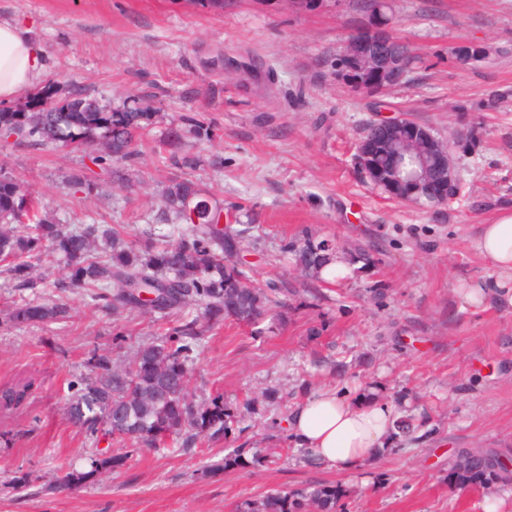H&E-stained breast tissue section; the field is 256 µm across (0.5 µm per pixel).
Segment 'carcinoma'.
I'll list each match as a JSON object with an SVG mask.
<instances>
[{
  "instance_id": "1",
  "label": "carcinoma",
  "mask_w": 512,
  "mask_h": 512,
  "mask_svg": "<svg viewBox=\"0 0 512 512\" xmlns=\"http://www.w3.org/2000/svg\"><path fill=\"white\" fill-rule=\"evenodd\" d=\"M54 92L46 84L30 96L23 109H0V140L54 143L65 148L86 150L92 164L116 175L112 163L135 160L140 155L144 112H108L81 91L43 106ZM186 130L180 125L167 135L168 166L182 171L196 164V158L179 151ZM453 150L464 155L477 153L478 132L469 127L450 141ZM421 152L403 153L402 176L411 179L421 169ZM161 216L173 225L172 232L160 234L138 249L117 243L119 231L105 224H62L39 212L37 202L14 179L0 174V273L16 282L33 297L7 310L3 322L15 327L39 325L65 317L64 303H47L41 295L61 296L81 290L93 301H106L114 311L147 309L167 325L165 339L140 346L126 361L113 363L94 354L91 366L96 379L85 384L69 404L70 417L90 434L104 430L123 447L154 448L162 439L188 429L189 447L196 441L227 437L236 416L221 395L196 403L187 396L189 363L196 343L213 326L230 319L256 326L285 306L276 289L267 291L250 284L245 266L235 259L249 227L236 228V214L224 216V207L203 196L187 180L172 179L160 198ZM229 225L218 227L221 218ZM60 256L65 277L46 280L35 275L31 259L46 249ZM289 251L297 257V270L304 276L320 275L336 259L333 241L292 243ZM143 291L154 292L150 301ZM201 313L194 314L195 309ZM31 384L17 382L0 387V408L9 410L29 397ZM121 454L92 460L89 472L71 471L59 482L69 490L95 472L122 464ZM450 478L458 486L488 490L498 483L511 484L512 472L498 453L471 449L460 452L451 462ZM339 489L316 484L301 491L277 489L260 501L248 502L243 512H337Z\"/></svg>"
}]
</instances>
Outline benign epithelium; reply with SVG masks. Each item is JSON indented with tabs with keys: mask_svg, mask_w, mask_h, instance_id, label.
Here are the masks:
<instances>
[{
	"mask_svg": "<svg viewBox=\"0 0 512 512\" xmlns=\"http://www.w3.org/2000/svg\"><path fill=\"white\" fill-rule=\"evenodd\" d=\"M394 41V32L383 23L371 22L352 33L347 42L346 60L336 62V71L351 86L363 91H385L401 83L408 66L401 59L389 57L388 48ZM486 46L480 42L465 41L454 49L459 58H480ZM387 123L398 129V135L408 142L423 140L434 146V160L443 170L439 179L424 176L417 191L432 201L446 203L452 199V191L460 184V174L453 151L439 140L432 131L418 121L404 115L389 118ZM382 148L381 142L363 137L359 140L354 155V166L362 177L380 188L389 198L416 203L414 192L403 187L393 173H382L376 177L369 175L371 161Z\"/></svg>",
	"mask_w": 512,
	"mask_h": 512,
	"instance_id": "obj_1",
	"label": "benign epithelium"
}]
</instances>
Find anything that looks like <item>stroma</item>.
<instances>
[{"mask_svg":"<svg viewBox=\"0 0 512 512\" xmlns=\"http://www.w3.org/2000/svg\"><path fill=\"white\" fill-rule=\"evenodd\" d=\"M388 22L421 62L406 83L373 95L338 78L333 63L367 20L359 0L292 12L280 0H0V20L30 28L44 47V78L115 112L149 113L139 159L97 172L102 191H76L81 150L0 141V172L55 222L108 224L143 243L160 222L170 175L155 147L171 124L198 125L185 170L226 212L252 218L245 262L253 284L288 292L272 331L232 321L193 352L188 392L223 395L238 416L225 440L182 449L120 448L69 417L93 353L121 362L161 338L140 311L113 316L81 292L67 318L0 322V384L31 383L24 404L0 412V512H236L275 488H341L338 512H512V485L487 493L448 482L449 461L491 448L512 469V306L465 308L459 288L493 278L477 249L482 225L512 203V0H391ZM478 41L488 58L460 65L455 47ZM492 90L505 97L459 121L456 104ZM404 114L448 139L477 127L476 154L460 157L463 195L430 211L387 199L353 163L370 121ZM334 240L347 273L329 282L294 269L290 242ZM326 390L388 403L423 425L341 472L293 446L288 414ZM274 456L263 467L225 465L235 447ZM121 467L92 472L98 455ZM88 473L63 491L69 468ZM25 477L29 489L16 481Z\"/></svg>","mask_w":512,"mask_h":512,"instance_id":"35a3bbf8","label":"stroma"}]
</instances>
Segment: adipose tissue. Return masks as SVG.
<instances>
[{
  "label": "adipose tissue",
  "instance_id": "1",
  "mask_svg": "<svg viewBox=\"0 0 512 512\" xmlns=\"http://www.w3.org/2000/svg\"><path fill=\"white\" fill-rule=\"evenodd\" d=\"M45 66V50L20 23L0 21V103L16 99L32 87ZM479 249L493 268L492 280L466 294L469 305L488 300L512 305L505 294L512 280V207L502 208L497 218L485 225ZM393 411L384 402L358 404L333 391H324L295 406L288 427L296 443L308 448L325 463L351 470L384 447L392 434Z\"/></svg>",
  "mask_w": 512,
  "mask_h": 512
}]
</instances>
